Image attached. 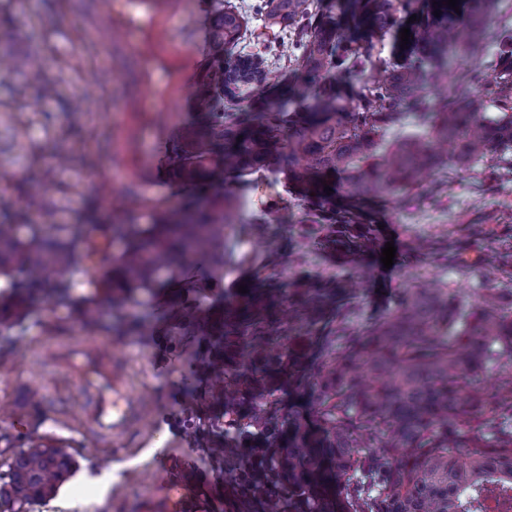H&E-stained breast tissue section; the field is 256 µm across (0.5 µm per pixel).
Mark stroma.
I'll return each mask as SVG.
<instances>
[{"label":"stroma","instance_id":"35a3bbf8","mask_svg":"<svg viewBox=\"0 0 512 512\" xmlns=\"http://www.w3.org/2000/svg\"><path fill=\"white\" fill-rule=\"evenodd\" d=\"M92 2L13 0L0 13L16 25L12 55L45 42L51 47L57 94L27 102L22 140L44 156L70 159L53 171L52 191L42 193L24 181L15 150L0 152V188L29 210L33 222L49 216L58 224H84L89 241L105 243L93 259H79L72 276L75 301L102 311L95 330L85 328L74 304L45 292L18 316L9 306V289L0 287V452L48 442L70 459L67 480L40 512H152L159 488L149 475L156 470L172 482L191 472L203 512H240L223 461L210 454L224 445V409L212 401L223 377L199 369L217 346L211 311L223 309L239 287H263L273 289L284 316L302 282L329 277L348 284L345 309L357 330L396 312L421 285L450 290L468 306L489 292L510 302L512 173L488 181L480 170L443 166L425 178L426 196L415 206L406 205L400 193L356 202L337 191L333 207L377 225L374 247L339 254L301 244L300 199L284 181L254 187L227 179L203 190L187 188L165 163L166 141L188 116V89L204 64L207 14L200 0H176L171 13L155 20L142 0H112L111 16L97 18L90 14ZM494 51L491 43H477L465 62L453 66L461 77L484 73L480 96L491 117L500 112L491 93ZM89 71L101 81L88 100L89 112L78 120L67 107L81 96ZM227 189L240 207L224 244L248 254V261L227 264L223 280L204 291L168 283L139 293L133 308L113 312L96 284L123 250L110 227L147 223L148 201H165L172 210L187 204L204 209ZM271 201L284 205L282 223H259ZM248 230L276 242V249L257 247L255 237L245 238ZM389 242L396 253L387 269L380 256ZM77 338L122 350L133 390L147 401L144 423L118 443L102 442L82 425L90 395L50 366L48 349Z\"/></svg>","mask_w":512,"mask_h":512}]
</instances>
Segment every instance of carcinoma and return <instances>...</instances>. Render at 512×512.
<instances>
[{"mask_svg": "<svg viewBox=\"0 0 512 512\" xmlns=\"http://www.w3.org/2000/svg\"><path fill=\"white\" fill-rule=\"evenodd\" d=\"M464 28L448 26L445 0L416 25L409 44L393 60L381 59L373 41L404 8L401 0H354L356 27L314 12L307 0H262L247 6L217 0L211 44L195 84L196 120L168 144L179 180L202 187L218 177L243 180L273 173L296 186L304 212L302 237L316 236L338 252L370 250V226L326 206L324 187L344 179L357 199L409 190L444 156L460 170L488 160L489 170L512 166V33L493 34L485 16L494 0H471ZM264 17L274 44L224 59L246 39L250 13ZM478 40L496 44V98L504 112L483 111L474 89L456 81L451 61L469 55ZM289 43L293 53H281ZM26 70L6 99L22 104L31 88L54 92L39 52L0 70ZM353 71L365 74L354 81ZM420 129L402 131L406 110ZM31 182L51 186L40 154L27 157ZM210 216L179 215L151 205L146 224H118L126 242L114 273L102 288L124 307L135 291L153 288L161 270L175 272L188 260L206 259L208 288L224 273V226L234 223L238 198L216 197ZM0 275L18 290L17 306L46 288L68 299L58 275L74 262L75 225L29 224L0 194ZM346 285L328 278L307 289L288 322L269 319L266 292H254L214 317L224 359L248 363L224 371L216 402L233 444L217 448L251 512H512V370L491 395L477 382L491 363L512 359V307L494 293L473 307L437 289L416 288L395 314L355 331L341 320L321 341L317 382L309 386L318 430L285 419L275 386L297 369L287 346L295 325L323 316ZM259 435L263 444L241 452ZM0 473V512L54 497L70 461L54 448L13 454Z\"/></svg>", "mask_w": 512, "mask_h": 512, "instance_id": "obj_1", "label": "carcinoma"}]
</instances>
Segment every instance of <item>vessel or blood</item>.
I'll return each instance as SVG.
<instances>
[{"instance_id": "b4317fda", "label": "vessel or blood", "mask_w": 512, "mask_h": 512, "mask_svg": "<svg viewBox=\"0 0 512 512\" xmlns=\"http://www.w3.org/2000/svg\"><path fill=\"white\" fill-rule=\"evenodd\" d=\"M51 356L61 374L93 392V404L84 417L99 434L119 441L143 418L145 407L131 389L124 361L106 354L100 343L78 340L60 344ZM161 488L156 512H183L188 500L178 497L177 485L165 482Z\"/></svg>"}]
</instances>
